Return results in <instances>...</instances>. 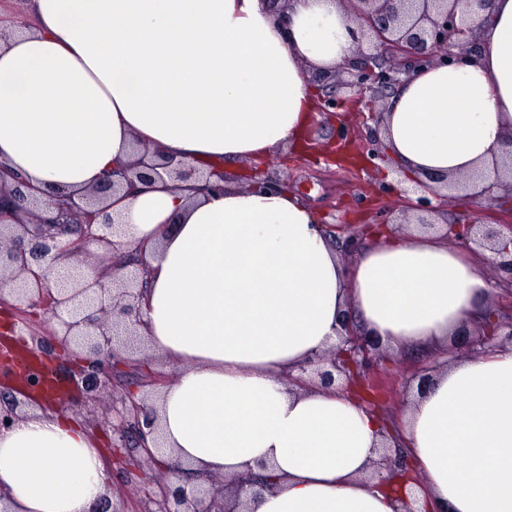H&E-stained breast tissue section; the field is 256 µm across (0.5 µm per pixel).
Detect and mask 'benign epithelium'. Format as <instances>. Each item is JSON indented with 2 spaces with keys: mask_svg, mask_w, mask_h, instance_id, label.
<instances>
[{
  "mask_svg": "<svg viewBox=\"0 0 512 512\" xmlns=\"http://www.w3.org/2000/svg\"><path fill=\"white\" fill-rule=\"evenodd\" d=\"M350 18L357 22L360 40L354 61L345 70L350 77L346 85L353 88L357 102L368 109L369 118L380 122L383 100L374 92L393 88L401 83L400 75L409 73L415 65L445 64L462 61L471 55L468 38L479 26L481 11L492 0H347ZM373 96L366 97V91ZM167 176L174 182L192 177L210 180L212 191L223 189L227 180L223 172L215 173L216 180L206 176L189 162L166 159L160 163L138 158L129 167L112 169L100 183L83 195L84 204L70 199L58 208V216L44 219L39 214L42 201L29 193L30 187L19 181L13 188L0 175V198L8 194L13 199V212L0 209V300L12 298L27 308L39 307L56 319L61 334V347L75 346L83 354L72 376L74 386L90 396L115 389L121 392L120 403L126 410L119 425L112 427L116 436L113 445L126 448L138 467L158 472L151 502L155 512H241L243 496L268 489L270 483L251 475L232 480L222 477L208 479V485H194L184 478L178 463H167L147 444V437L155 431L156 409L147 395L120 383L116 379L119 365L126 355L138 346L136 326L141 323L142 295L138 279L149 273L144 249L139 247L138 269L127 270L128 261L119 252L120 243L100 233L102 229H116L118 221L111 214L112 195L135 182L150 183ZM250 186L259 190H276L285 183L276 174L267 171L250 180ZM467 183L429 178L425 183L415 181L410 189L398 193L416 194L410 209L423 227H431L429 216L436 214L455 198V193L468 191ZM509 189L495 178L473 193L477 203L497 202V190ZM447 235L468 246L478 244L496 252L498 282L512 287V238L504 237L495 224H450ZM112 256V264L98 268L89 278L83 270L93 267L89 259ZM83 258L78 267L63 278L52 280L43 269L46 259L73 264ZM343 334L339 344L328 353L313 358L300 366V375L291 381L304 386L344 389L356 381H363L377 363L379 343L370 339L355 325L351 315L342 322ZM501 323L481 325L479 339L472 350L486 355L506 344L512 345V329L501 337ZM20 401L11 399L0 405V431L10 428L21 414ZM392 447L383 446L377 465L393 477L406 469L400 455H391Z\"/></svg>",
  "mask_w": 512,
  "mask_h": 512,
  "instance_id": "obj_1",
  "label": "benign epithelium"
}]
</instances>
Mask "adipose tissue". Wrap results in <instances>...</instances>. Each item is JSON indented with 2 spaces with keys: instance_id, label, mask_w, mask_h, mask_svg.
<instances>
[{
  "instance_id": "obj_1",
  "label": "adipose tissue",
  "mask_w": 512,
  "mask_h": 512,
  "mask_svg": "<svg viewBox=\"0 0 512 512\" xmlns=\"http://www.w3.org/2000/svg\"><path fill=\"white\" fill-rule=\"evenodd\" d=\"M26 0L0 13V169L51 203L134 162L133 143L202 172L300 150L312 72L355 48L342 0ZM463 65L417 68L381 140L411 178L496 176L512 136V0H494ZM118 241L150 272L139 337L182 365L152 396L169 460L198 483L260 474L245 512H512V347L436 371L401 424L356 392L287 383L338 342L342 316L395 351H446L489 313L477 262L436 235L379 229L350 264L318 213L288 189L232 178L219 193L156 182L114 195ZM411 475H376L383 441ZM109 473L86 430L41 407L0 432V507L92 512Z\"/></svg>"
}]
</instances>
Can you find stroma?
Segmentation results:
<instances>
[{
  "instance_id": "1",
  "label": "stroma",
  "mask_w": 512,
  "mask_h": 512,
  "mask_svg": "<svg viewBox=\"0 0 512 512\" xmlns=\"http://www.w3.org/2000/svg\"><path fill=\"white\" fill-rule=\"evenodd\" d=\"M373 121L345 108L335 114L318 113L306 133L308 151L291 149L271 154L288 187L301 196L322 217L323 223L337 230L365 234L378 221L377 212L392 201L394 191L385 189L388 161L369 165L362 157L363 145L369 144ZM504 216L499 207L477 206L463 197L445 206L439 217L443 224H499ZM58 324L51 315L38 309L19 311L11 301L0 302V366L17 363L18 352H29L35 341L45 343L48 362L54 377L69 384L76 367L75 357H60L52 336ZM430 356L422 354L395 355L384 353L376 367L386 393L380 398L378 410L399 418L411 402L408 383L412 375L433 366ZM109 398L90 401L74 390L59 405L62 412L85 425L99 442L111 474L107 495L112 512H147L148 494L153 484L134 481L128 467L118 458L112 446V429L105 424Z\"/></svg>"
}]
</instances>
